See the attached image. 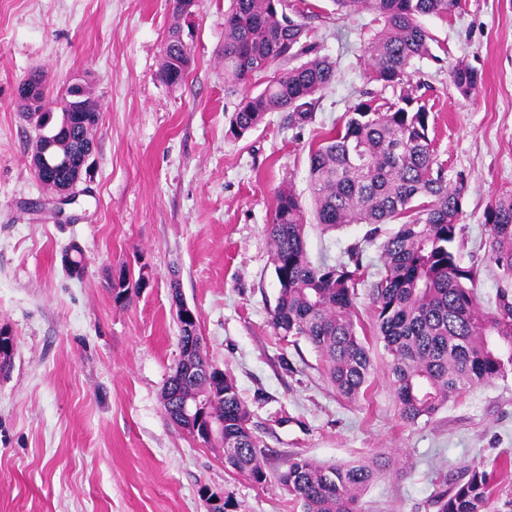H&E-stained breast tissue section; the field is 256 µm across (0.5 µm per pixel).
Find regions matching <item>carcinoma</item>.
<instances>
[{"mask_svg":"<svg viewBox=\"0 0 512 512\" xmlns=\"http://www.w3.org/2000/svg\"><path fill=\"white\" fill-rule=\"evenodd\" d=\"M340 14L374 11L382 26L365 47L366 76L397 92L382 106L363 100L345 113L342 127L312 150L308 182L317 223L326 229L367 224L373 243L388 224L398 225L380 244L383 272L372 289L373 331L391 357V384L400 415L415 424L451 398L512 371V193H502L484 212L490 258L499 271L495 307L486 311L477 293L478 269L460 264L465 180L448 184L429 137L430 112L411 81L414 61L433 57V41L422 19L446 17L459 0H331ZM181 23L169 32L158 78L171 87L184 82L192 66L180 39ZM304 26L288 14V0H231L224 14V83L243 87L258 73L278 70L257 94L244 92L230 119L235 137L263 123L269 112L290 111L298 123L310 116L313 97L336 78L334 65L309 57ZM306 58L292 68L288 62ZM458 92L478 87V72L458 63L450 69ZM86 111L68 128L66 114L51 118L55 151L64 164L51 169L53 184L75 187L81 158L94 147L97 104L84 89ZM278 284L271 326L285 338L305 339L322 357L336 392L355 401L368 387L372 359L357 330V288L367 266L355 245L348 260L313 263L305 243V208L292 187L276 194L267 226ZM181 358L163 389L168 416L182 405L195 407L193 422L204 428L224 418V435L211 447L224 449L225 466L262 485L267 481L260 442L233 378L211 366L204 346L185 341ZM379 472L375 461L326 466L293 457L278 475L301 512H359L361 490ZM493 474L471 468L435 499L437 512H487Z\"/></svg>","mask_w":512,"mask_h":512,"instance_id":"obj_1","label":"carcinoma"}]
</instances>
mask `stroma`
Instances as JSON below:
<instances>
[{
	"label": "stroma",
	"mask_w": 512,
	"mask_h": 512,
	"mask_svg": "<svg viewBox=\"0 0 512 512\" xmlns=\"http://www.w3.org/2000/svg\"><path fill=\"white\" fill-rule=\"evenodd\" d=\"M290 2L336 79L316 95L308 121L271 112L235 138L238 96L224 86L221 57L229 0H199L193 64L175 88L156 76L173 23L169 0H0V326L14 343L0 374V512H206L207 490L232 493L237 512H300L275 479L295 456L324 465L381 458L361 512H436L435 495L466 469L512 458V372L410 424L382 343L371 342L369 387L351 402L310 344L274 334L266 227L283 186L308 209L312 261L343 260L363 245L369 274L357 306L370 327L379 246L364 244L366 225L317 223L308 154L355 103L394 98L366 78L375 13ZM423 23L433 55L415 62L412 80L449 183H466L460 258L478 268L477 292L491 309L499 277L483 213L512 193V0H460L454 14ZM457 63L482 76L471 97L449 78ZM35 68L54 96L89 74L100 111L94 166L64 206L36 179V130L18 115L15 87ZM75 243L86 262L78 278L62 264ZM122 271L133 281L148 272L149 283L118 301L111 283ZM176 291L196 313L211 363L236 382L265 485L226 467L223 449L194 439L163 408L180 359Z\"/></svg>",
	"instance_id": "stroma-1"
}]
</instances>
